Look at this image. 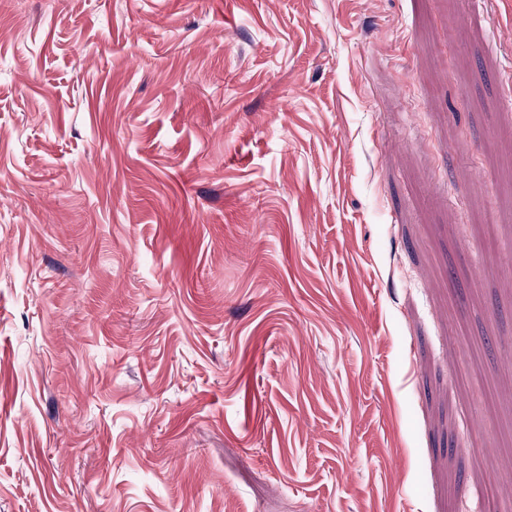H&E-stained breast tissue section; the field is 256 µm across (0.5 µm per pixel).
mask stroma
<instances>
[{
	"label": "stroma",
	"mask_w": 512,
	"mask_h": 512,
	"mask_svg": "<svg viewBox=\"0 0 512 512\" xmlns=\"http://www.w3.org/2000/svg\"><path fill=\"white\" fill-rule=\"evenodd\" d=\"M496 500L512 0H0V512Z\"/></svg>",
	"instance_id": "35a3bbf8"
}]
</instances>
